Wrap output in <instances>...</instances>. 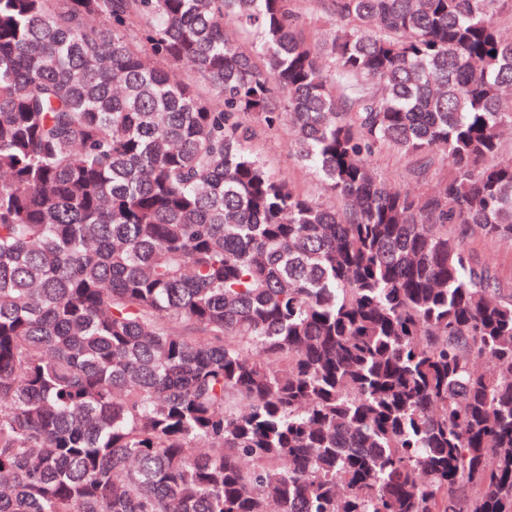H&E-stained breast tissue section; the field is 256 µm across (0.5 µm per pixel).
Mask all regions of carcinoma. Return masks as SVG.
<instances>
[{
  "label": "carcinoma",
  "mask_w": 512,
  "mask_h": 512,
  "mask_svg": "<svg viewBox=\"0 0 512 512\" xmlns=\"http://www.w3.org/2000/svg\"><path fill=\"white\" fill-rule=\"evenodd\" d=\"M298 6L0 0V512H512V0ZM296 20L299 26L312 32L319 40L327 38L333 30V21L330 18L315 15L304 9L300 10ZM253 149L262 154L270 164L272 172L277 176H289L308 193L329 201L315 173L300 164L288 146V136L279 129L262 133L253 143ZM374 168L389 180L390 184L396 188L407 189L416 193L428 192L438 180L446 175L448 166H444L441 171L427 182H417L413 176L411 164L409 161L395 157L390 154H378L373 158ZM471 247L477 255L492 262L504 281H512V243L475 235Z\"/></svg>",
  "instance_id": "carcinoma-1"
}]
</instances>
